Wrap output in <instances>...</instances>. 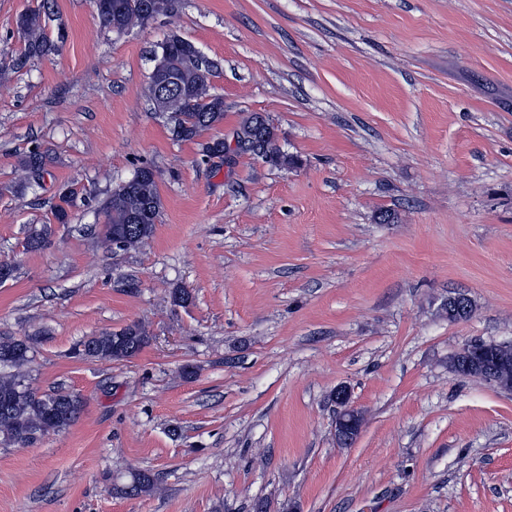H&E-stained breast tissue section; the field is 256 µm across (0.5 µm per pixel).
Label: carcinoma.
I'll return each mask as SVG.
<instances>
[{
	"instance_id": "cac0c4a2",
	"label": "carcinoma",
	"mask_w": 512,
	"mask_h": 512,
	"mask_svg": "<svg viewBox=\"0 0 512 512\" xmlns=\"http://www.w3.org/2000/svg\"><path fill=\"white\" fill-rule=\"evenodd\" d=\"M100 23L116 32H123L136 24L173 11L174 0H94ZM50 6L43 3L36 9L20 14L16 28L23 42V58L48 56L59 48L65 33L51 39L46 33V20ZM159 67L175 79V92L166 99L165 110L173 137L178 141H193L224 122V97L213 92L211 77L219 64L211 67L188 68L182 65L195 45L176 34L169 36L160 46ZM239 133L264 140L258 158L275 166L292 165L293 157L284 154L277 145V134L268 121L248 115L239 126ZM46 153L33 147L20 160L25 188H40L34 175L45 169ZM75 192L69 188L61 192L60 203L53 207L52 215L59 224L69 220ZM162 201L155 172L148 166L135 170L132 177L116 185L100 206L103 216L102 238L107 246L119 242L125 250L136 249L152 238L161 216ZM150 342L149 332L139 322L118 330L103 332L81 341L75 354L99 362L124 361L136 356ZM37 339L0 340V445L25 447L38 438L60 432L71 426L83 410L82 399L68 391L58 390L40 394L24 380L23 371L30 364ZM158 489L156 476L149 470L131 475L128 483L113 486L116 493L127 496L148 495Z\"/></svg>"
}]
</instances>
